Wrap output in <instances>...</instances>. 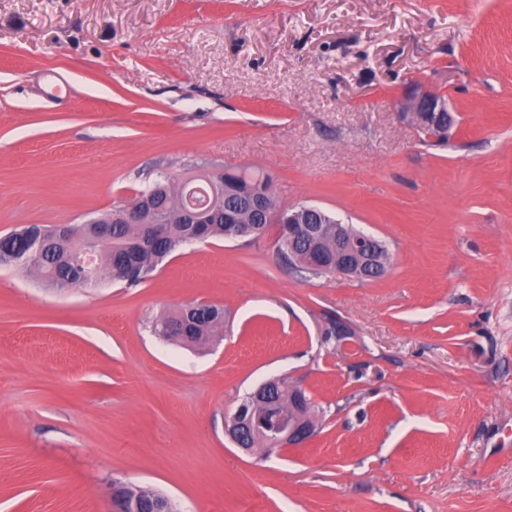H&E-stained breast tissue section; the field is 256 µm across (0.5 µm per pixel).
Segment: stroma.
<instances>
[{
    "instance_id": "1",
    "label": "stroma",
    "mask_w": 512,
    "mask_h": 512,
    "mask_svg": "<svg viewBox=\"0 0 512 512\" xmlns=\"http://www.w3.org/2000/svg\"><path fill=\"white\" fill-rule=\"evenodd\" d=\"M414 87L445 142L400 118ZM202 165L268 174L390 265L308 279L263 238L133 287L0 268V512H114L117 485L180 512H512V0H0V236ZM193 301L222 336L152 334ZM274 377L316 433L243 452L225 422ZM402 109L401 114L413 124L434 128L439 133L435 137L437 139L446 136L452 124L447 102L436 93H414L406 100Z\"/></svg>"
}]
</instances>
